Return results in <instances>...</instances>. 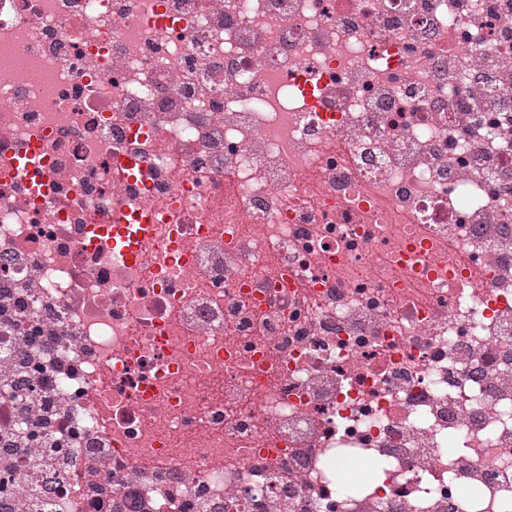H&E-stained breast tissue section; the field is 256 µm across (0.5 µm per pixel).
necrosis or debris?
Returning <instances> with one entry per match:
<instances>
[{
    "label": "necrosis or debris",
    "mask_w": 512,
    "mask_h": 512,
    "mask_svg": "<svg viewBox=\"0 0 512 512\" xmlns=\"http://www.w3.org/2000/svg\"><path fill=\"white\" fill-rule=\"evenodd\" d=\"M0 512H512V0H0ZM146 224H113L110 231L112 249L123 256H133Z\"/></svg>",
    "instance_id": "4bbe7bcc"
}]
</instances>
